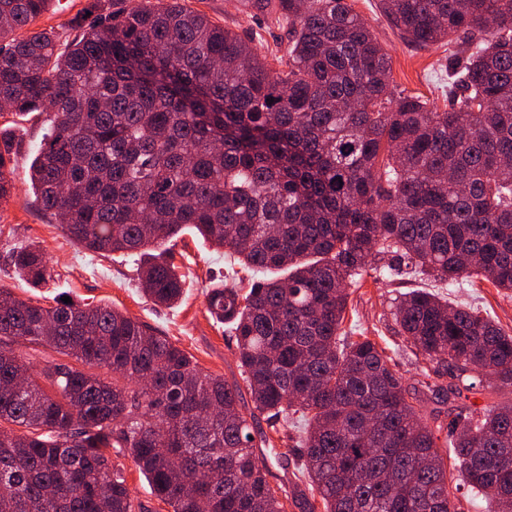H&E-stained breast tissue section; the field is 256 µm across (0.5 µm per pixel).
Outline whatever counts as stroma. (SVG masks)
<instances>
[{
	"instance_id": "obj_1",
	"label": "stroma",
	"mask_w": 512,
	"mask_h": 512,
	"mask_svg": "<svg viewBox=\"0 0 512 512\" xmlns=\"http://www.w3.org/2000/svg\"><path fill=\"white\" fill-rule=\"evenodd\" d=\"M241 0H184L188 8L206 14L214 23L230 28L251 42L259 54L285 53L286 29L275 16L244 14ZM373 31L390 57L391 79L411 95L434 100L438 108L448 106V65L451 45L442 43L419 48L407 45L391 29L378 8V0H348ZM93 0H53L48 11L36 18V30L54 29L63 38L76 35L74 19L90 10ZM47 124L37 114H0V132L9 133L14 143L13 180L8 200L0 201V288L9 289L19 299L51 305L53 298L70 297L77 304H107L119 308L141 323L158 330L193 357L206 373L224 376L227 381L240 377L238 348L230 326L212 318L207 311V293L222 284L229 273L233 254L214 249L202 239L183 235L171 252L172 260L185 281V297L174 307L154 305L142 293L134 261L116 262L90 253L68 238L54 220L44 215L35 200L28 171L36 149L41 145ZM39 243L53 269L52 280L35 287L18 278L9 261L11 249L29 242ZM416 288H425L448 299L477 308L480 313L512 334V294H504L490 283L460 281L447 283L424 275L400 274L384 279L374 266H366L349 289L346 328L354 334L375 340L392 357L406 386L425 380L433 384L449 381L448 366L416 357L409 349L393 316L396 297ZM256 432L265 434L268 444L264 458L268 480L287 493L306 489L296 481L293 464L282 456L291 430L287 421L270 422L259 417Z\"/></svg>"
}]
</instances>
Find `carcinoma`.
Here are the masks:
<instances>
[{"label": "carcinoma", "mask_w": 512, "mask_h": 512, "mask_svg": "<svg viewBox=\"0 0 512 512\" xmlns=\"http://www.w3.org/2000/svg\"><path fill=\"white\" fill-rule=\"evenodd\" d=\"M50 2L0 0V110L50 115L29 170L42 209L88 251L143 257L156 305L181 301L184 281L148 251L187 231L245 273L290 274L208 291L243 388L110 306L1 288L0 512H148L113 460L124 455L171 512H316L268 481L249 439L264 414L292 421L323 512H456L447 459L487 512H512V402L468 403L512 388V334L426 289L395 299L415 355L472 373L429 388L463 402L446 421L422 412L385 348L343 327L347 285L371 257H391L382 275L403 262L512 292V0H379L409 45L477 34L454 54L443 112L397 90L346 0H279L276 68L181 0L77 20L62 51L51 30L17 34ZM12 153L0 139V201ZM10 259L29 284L52 280L39 244ZM19 341L83 368H38Z\"/></svg>", "instance_id": "cac0c4a2"}]
</instances>
